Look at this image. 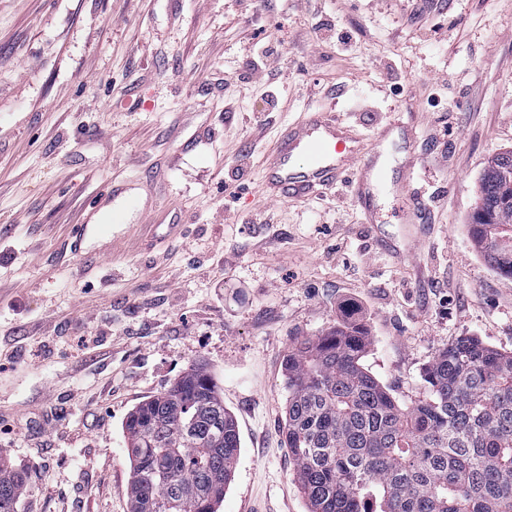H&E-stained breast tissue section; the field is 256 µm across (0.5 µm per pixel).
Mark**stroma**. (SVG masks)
<instances>
[{"label":"stroma","instance_id":"obj_1","mask_svg":"<svg viewBox=\"0 0 512 512\" xmlns=\"http://www.w3.org/2000/svg\"><path fill=\"white\" fill-rule=\"evenodd\" d=\"M313 10L347 54L302 42ZM261 39L282 58L255 74ZM315 110L368 144L393 114L413 127L394 148L429 201L424 259L400 194L373 201L393 253L348 188L267 198L266 157ZM510 149L512 0H0V455L27 473L20 512H130L123 422L195 366L241 438L218 512H308L284 433L297 342L363 324L362 363L402 404L460 337L512 352V277L470 235ZM123 184L139 209L73 244Z\"/></svg>","mask_w":512,"mask_h":512}]
</instances>
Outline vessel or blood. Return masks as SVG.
<instances>
[{
    "mask_svg": "<svg viewBox=\"0 0 512 512\" xmlns=\"http://www.w3.org/2000/svg\"><path fill=\"white\" fill-rule=\"evenodd\" d=\"M398 126L395 120L380 126L378 144L387 140ZM378 144L366 148L350 126L334 113H308L289 126L278 151L268 157L264 191L273 200L309 197L344 182L350 185L357 201L365 204L373 192L389 189L393 177H400L405 184L413 182L417 176L415 162L407 161L399 174H392Z\"/></svg>",
    "mask_w": 512,
    "mask_h": 512,
    "instance_id": "b4317fda",
    "label": "vessel or blood"
}]
</instances>
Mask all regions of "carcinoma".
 <instances>
[{"label":"carcinoma","mask_w":512,"mask_h":512,"mask_svg":"<svg viewBox=\"0 0 512 512\" xmlns=\"http://www.w3.org/2000/svg\"><path fill=\"white\" fill-rule=\"evenodd\" d=\"M512 152L485 168L472 237L512 269ZM363 325L338 323L285 359L286 442L308 512H512V353L473 336L439 350L429 395L398 403L362 364ZM123 433L131 512H217L241 441L202 367L138 404ZM23 472L0 456V512H19Z\"/></svg>","instance_id":"obj_1"}]
</instances>
